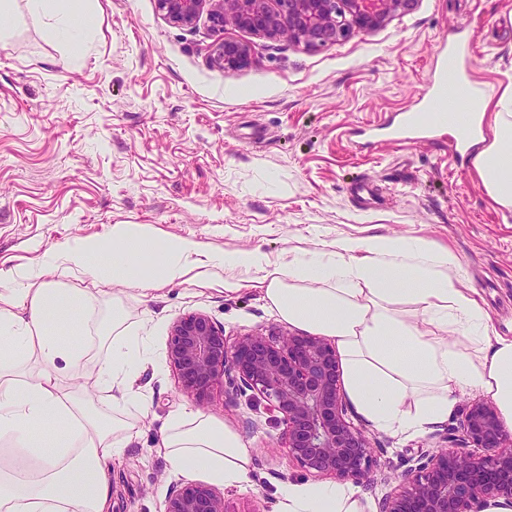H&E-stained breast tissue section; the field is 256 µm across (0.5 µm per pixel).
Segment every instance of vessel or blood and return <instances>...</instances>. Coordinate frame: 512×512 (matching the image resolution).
I'll return each instance as SVG.
<instances>
[{
  "mask_svg": "<svg viewBox=\"0 0 512 512\" xmlns=\"http://www.w3.org/2000/svg\"><path fill=\"white\" fill-rule=\"evenodd\" d=\"M469 78L467 67L440 66L434 89L425 104L415 112L402 114L397 120L382 126L377 138L382 142H429L440 135H447L456 156L471 154L481 138L478 114L471 113L465 122L451 118L459 86Z\"/></svg>",
  "mask_w": 512,
  "mask_h": 512,
  "instance_id": "b4317fda",
  "label": "vessel or blood"
}]
</instances>
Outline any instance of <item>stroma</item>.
Masks as SVG:
<instances>
[{
  "label": "stroma",
  "mask_w": 512,
  "mask_h": 512,
  "mask_svg": "<svg viewBox=\"0 0 512 512\" xmlns=\"http://www.w3.org/2000/svg\"><path fill=\"white\" fill-rule=\"evenodd\" d=\"M94 23L77 64L47 38L24 0L0 17V275L47 267L46 281L95 293L63 254L110 238L116 224H144L158 240L184 237L208 251L288 250L351 236H414L452 250L490 328L512 336V213L492 203L470 160L447 141L366 143L359 131L419 108L432 90L439 49L466 39L474 85H512V0H412L382 28L317 49L226 25L173 24L156 0H93ZM251 47L248 63L209 60L221 38ZM369 181L377 199L356 194ZM120 305L151 339L156 368L136 386L138 436L112 463V512H164L179 481L159 454L161 427L181 406L212 416L255 450L249 482L224 491L227 512H274L283 482L306 474L279 451L264 410L215 386L196 402L166 360L178 316L208 312L225 335L286 330L258 285L225 293L223 272L188 274ZM459 415L399 441L372 432L373 448L405 470L418 449L451 448Z\"/></svg>",
  "instance_id": "1"
}]
</instances>
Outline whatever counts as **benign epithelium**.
<instances>
[{"label": "benign epithelium", "instance_id": "7a95c632", "mask_svg": "<svg viewBox=\"0 0 512 512\" xmlns=\"http://www.w3.org/2000/svg\"><path fill=\"white\" fill-rule=\"evenodd\" d=\"M185 27L203 10L217 31L228 23L269 40L316 49L383 27L408 0H157ZM250 48L222 39L211 60L224 69L248 62ZM167 358L181 389L204 401L221 384L229 398L261 406L281 428L277 444L305 472L367 485L381 467L340 386L333 344L305 333L255 330L233 339L204 311L170 326ZM379 502V512H512V432L491 402L466 408L449 450H420ZM165 512H227L224 496L200 482L171 491Z\"/></svg>", "mask_w": 512, "mask_h": 512}]
</instances>
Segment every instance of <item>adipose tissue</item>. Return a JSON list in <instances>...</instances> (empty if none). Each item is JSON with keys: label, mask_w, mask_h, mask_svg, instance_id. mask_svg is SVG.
<instances>
[{"label": "adipose tissue", "mask_w": 512, "mask_h": 512, "mask_svg": "<svg viewBox=\"0 0 512 512\" xmlns=\"http://www.w3.org/2000/svg\"><path fill=\"white\" fill-rule=\"evenodd\" d=\"M49 39L79 55L93 10L89 0H26ZM493 112L492 138L473 166L487 195L512 212V86L479 96ZM67 261L89 273L103 293L142 291L182 279L192 270L224 271V290L258 282L266 306L292 328L328 338L339 357L348 401L370 426L405 440L447 421L465 389L496 404L512 430V337L490 332L489 318L465 282L453 252L417 237L369 235L298 249L273 264L258 250L205 254L188 238L157 243L142 224H117L111 238L69 246ZM17 272L0 288V512H106L110 463L137 434L144 404L134 385L152 360L147 337L112 313L109 354L96 360L92 329L97 298L47 283L30 290ZM76 323L79 338L59 333ZM37 363L30 371L28 363ZM93 375L108 394L95 404L68 388ZM65 433L52 448L43 436ZM158 450L175 477L203 474L227 487L248 482L254 460L238 432L183 407L163 425ZM350 484L283 483L276 512H360Z\"/></svg>", "instance_id": "ef3b65f1"}]
</instances>
